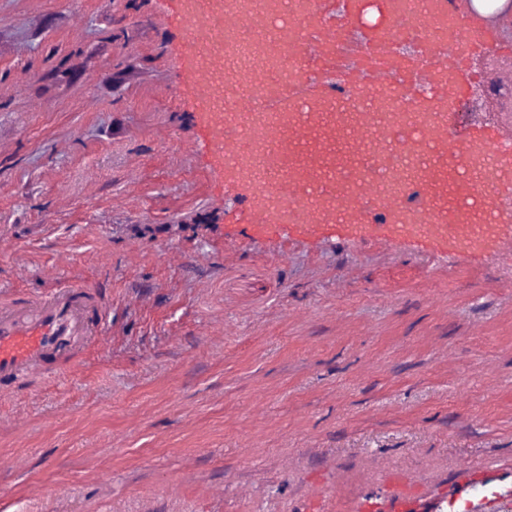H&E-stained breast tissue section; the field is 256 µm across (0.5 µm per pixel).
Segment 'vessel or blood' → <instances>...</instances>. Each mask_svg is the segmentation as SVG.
I'll return each instance as SVG.
<instances>
[{
	"mask_svg": "<svg viewBox=\"0 0 512 512\" xmlns=\"http://www.w3.org/2000/svg\"><path fill=\"white\" fill-rule=\"evenodd\" d=\"M181 67L213 166L255 239L420 240L461 255L512 240V134L457 121L471 51L511 45L472 0H177ZM97 288L0 298V390L77 374L105 334ZM449 508L493 512L506 487Z\"/></svg>",
	"mask_w": 512,
	"mask_h": 512,
	"instance_id": "1",
	"label": "vessel or blood"
}]
</instances>
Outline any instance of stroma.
Segmentation results:
<instances>
[{
    "label": "stroma",
    "mask_w": 512,
    "mask_h": 512,
    "mask_svg": "<svg viewBox=\"0 0 512 512\" xmlns=\"http://www.w3.org/2000/svg\"><path fill=\"white\" fill-rule=\"evenodd\" d=\"M173 0H0V291L98 286L77 375L0 396V512H415L512 483V244L252 239ZM471 126L512 128L474 89Z\"/></svg>",
    "instance_id": "35a3bbf8"
}]
</instances>
